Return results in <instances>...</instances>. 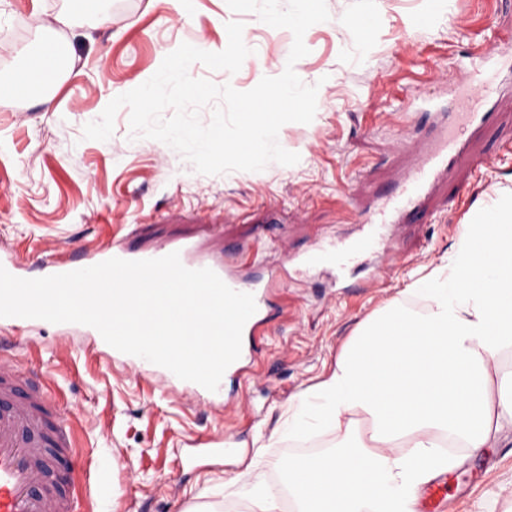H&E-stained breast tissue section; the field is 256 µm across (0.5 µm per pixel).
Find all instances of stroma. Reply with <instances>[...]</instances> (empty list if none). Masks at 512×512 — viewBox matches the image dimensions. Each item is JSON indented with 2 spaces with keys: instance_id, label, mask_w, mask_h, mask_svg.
I'll return each mask as SVG.
<instances>
[{
  "instance_id": "stroma-1",
  "label": "stroma",
  "mask_w": 512,
  "mask_h": 512,
  "mask_svg": "<svg viewBox=\"0 0 512 512\" xmlns=\"http://www.w3.org/2000/svg\"><path fill=\"white\" fill-rule=\"evenodd\" d=\"M326 5L329 20L306 31L309 53L295 64L304 83L319 87L315 117L278 134L299 162L204 175L168 145L132 138L128 108L108 140L85 139L83 128L181 43L204 37L225 49L231 21L243 23L253 57L275 76L290 30L234 12L226 0H194L186 13L178 0H91L85 16L66 24L57 20L64 0H0V77L20 68L42 26L54 25L70 47L50 107L0 102V253L17 256L32 279L48 253L80 260L116 241L189 240L229 262L258 255L253 272H281L321 239L354 236L378 193H401L414 149L433 143L454 94H482L463 83V68L512 37V0ZM496 67L490 119L424 213L401 221L394 255L353 266L342 288L319 272L282 276L265 334L224 395H197L132 366L86 325L0 324V349L44 381L73 432L83 467L75 512H259L260 492L276 512H291L283 465L328 455L338 437L320 420L294 437L290 405L332 373L361 323L447 263L470 215L512 187V48ZM209 439L233 440L237 455L198 454ZM448 500L447 512H512V442L453 467Z\"/></svg>"
}]
</instances>
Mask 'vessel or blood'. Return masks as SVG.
Returning a JSON list of instances; mask_svg holds the SVG:
<instances>
[{"instance_id":"vessel-or-blood-1","label":"vessel or blood","mask_w":512,"mask_h":512,"mask_svg":"<svg viewBox=\"0 0 512 512\" xmlns=\"http://www.w3.org/2000/svg\"><path fill=\"white\" fill-rule=\"evenodd\" d=\"M447 132L442 133L434 149L419 154L405 174L408 195H416L464 149L471 121L451 113ZM398 205L391 200L378 204L371 223L361 225L359 233L346 242L324 243L316 252L303 259L306 267H321L335 277H342L365 257L387 248L385 229L393 222ZM178 252L186 268L213 270L231 289L252 294L255 313L246 321L242 336L260 334L273 308L270 290L278 280L270 272L260 280H247L225 267L223 261L202 254L191 242L174 248L136 249L120 244L98 251L97 262L112 258L124 260L156 259ZM57 403L40 380L28 374L0 367V512H72L73 497L61 488L52 459L75 460V445L57 416Z\"/></svg>"}]
</instances>
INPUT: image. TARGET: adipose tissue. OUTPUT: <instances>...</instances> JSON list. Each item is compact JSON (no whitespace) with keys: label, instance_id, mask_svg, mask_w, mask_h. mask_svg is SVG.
<instances>
[{"label":"adipose tissue","instance_id":"1","mask_svg":"<svg viewBox=\"0 0 512 512\" xmlns=\"http://www.w3.org/2000/svg\"><path fill=\"white\" fill-rule=\"evenodd\" d=\"M499 256L485 266L475 243ZM416 312L383 307L317 387L319 415L352 448L288 461L294 512H408L418 489L466 456L512 437V189L460 228L446 265L414 282Z\"/></svg>","mask_w":512,"mask_h":512}]
</instances>
